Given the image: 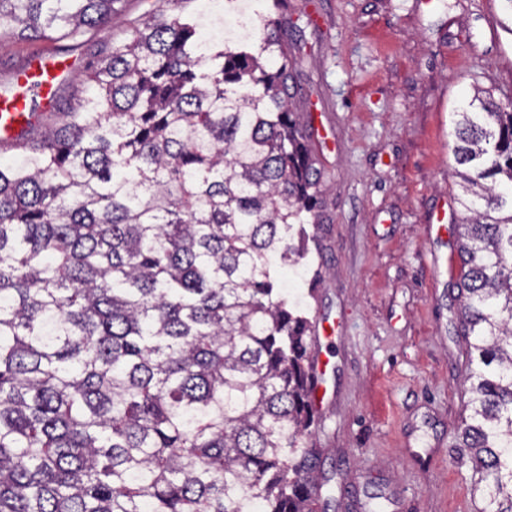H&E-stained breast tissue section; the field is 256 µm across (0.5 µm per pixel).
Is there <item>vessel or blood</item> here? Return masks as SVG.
<instances>
[{"label": "vessel or blood", "instance_id": "b4317fda", "mask_svg": "<svg viewBox=\"0 0 512 512\" xmlns=\"http://www.w3.org/2000/svg\"><path fill=\"white\" fill-rule=\"evenodd\" d=\"M68 73L69 66L66 60L52 51L40 50L33 54L29 68L25 72L23 93L11 98L0 97L1 143H12L20 130V113L26 109L28 101L49 100L55 84Z\"/></svg>", "mask_w": 512, "mask_h": 512}]
</instances>
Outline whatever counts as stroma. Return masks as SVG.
Segmentation results:
<instances>
[{"label": "stroma", "instance_id": "obj_1", "mask_svg": "<svg viewBox=\"0 0 512 512\" xmlns=\"http://www.w3.org/2000/svg\"><path fill=\"white\" fill-rule=\"evenodd\" d=\"M119 0L85 41L0 36V88L55 47L89 73L105 42L165 10ZM292 105L320 170L309 225L317 289L301 282L324 372L315 446L332 490L319 512H481L456 444L469 339L452 289L457 254L453 114L479 87L512 98L503 0H288Z\"/></svg>", "mask_w": 512, "mask_h": 512}]
</instances>
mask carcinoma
<instances>
[{"instance_id": "1", "label": "carcinoma", "mask_w": 512, "mask_h": 512, "mask_svg": "<svg viewBox=\"0 0 512 512\" xmlns=\"http://www.w3.org/2000/svg\"><path fill=\"white\" fill-rule=\"evenodd\" d=\"M119 0H0V35L75 40ZM288 0L260 42L162 11L32 103L0 161V512H315L324 383L283 280L321 176L293 112ZM464 449L512 512V100L454 113Z\"/></svg>"}]
</instances>
